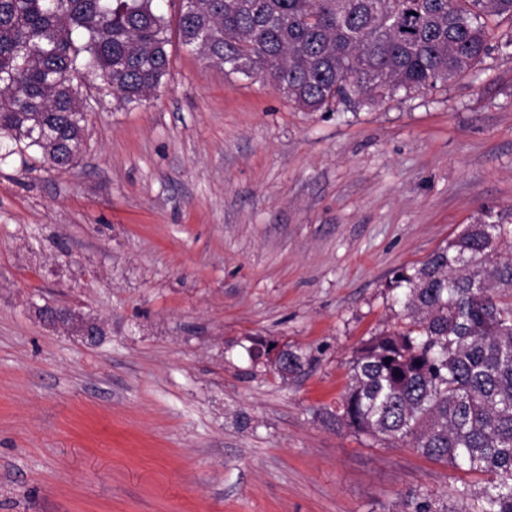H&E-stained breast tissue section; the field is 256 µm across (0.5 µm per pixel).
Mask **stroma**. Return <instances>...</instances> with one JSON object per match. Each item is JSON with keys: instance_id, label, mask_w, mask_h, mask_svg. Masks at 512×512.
<instances>
[{"instance_id": "obj_1", "label": "stroma", "mask_w": 512, "mask_h": 512, "mask_svg": "<svg viewBox=\"0 0 512 512\" xmlns=\"http://www.w3.org/2000/svg\"><path fill=\"white\" fill-rule=\"evenodd\" d=\"M170 51L148 100L84 89L76 165H0V512L455 503L475 475L336 415L355 351L402 321L395 272L512 207V46L318 112ZM262 341L301 370L256 359Z\"/></svg>"}]
</instances>
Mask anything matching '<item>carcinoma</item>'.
<instances>
[{"label":"carcinoma","mask_w":512,"mask_h":512,"mask_svg":"<svg viewBox=\"0 0 512 512\" xmlns=\"http://www.w3.org/2000/svg\"><path fill=\"white\" fill-rule=\"evenodd\" d=\"M154 0H0V163L72 166L93 79L128 103L170 66L169 34L310 112L375 104L480 67L512 0H196L176 28ZM512 208H485L395 276L402 327L351 361L336 419L480 476L457 512H512Z\"/></svg>","instance_id":"cac0c4a2"}]
</instances>
